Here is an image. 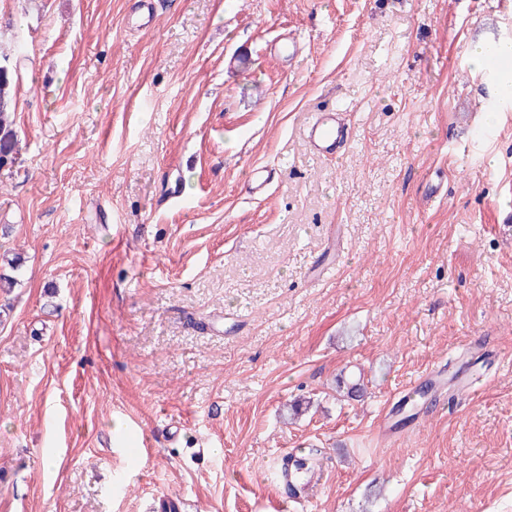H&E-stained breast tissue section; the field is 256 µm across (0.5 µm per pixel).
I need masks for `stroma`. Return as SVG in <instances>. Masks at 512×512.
<instances>
[{
    "mask_svg": "<svg viewBox=\"0 0 512 512\" xmlns=\"http://www.w3.org/2000/svg\"><path fill=\"white\" fill-rule=\"evenodd\" d=\"M155 8L0 0V252L25 260L0 512H512V99L469 63L512 37V0ZM324 109L351 134L328 158ZM474 343L479 392L382 436ZM312 445L301 506L276 467ZM11 85L5 74L0 70V133L4 132V137L0 138V167L12 163L13 157L11 156L12 144L11 136L12 131L9 127L12 124L11 120V105L9 101ZM7 129V131H6ZM6 131V133H5ZM308 139L313 150L320 156L334 155L348 141L346 124L339 112H319L308 127Z\"/></svg>",
    "mask_w": 512,
    "mask_h": 512,
    "instance_id": "obj_1",
    "label": "stroma"
}]
</instances>
